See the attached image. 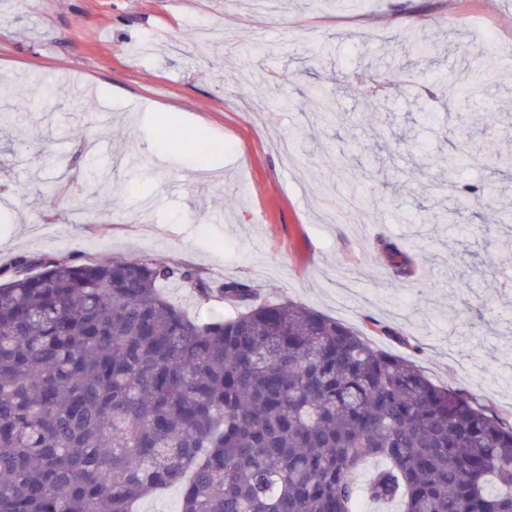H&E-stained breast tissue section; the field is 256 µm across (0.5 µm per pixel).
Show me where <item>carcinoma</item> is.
<instances>
[{"label": "carcinoma", "mask_w": 512, "mask_h": 512, "mask_svg": "<svg viewBox=\"0 0 512 512\" xmlns=\"http://www.w3.org/2000/svg\"><path fill=\"white\" fill-rule=\"evenodd\" d=\"M397 86L402 73H358ZM471 81L447 74L452 104ZM0 124L32 91L0 83ZM459 209L483 189L450 184ZM393 275L400 244L381 241ZM174 283L230 315H187ZM374 459L383 465L358 474ZM176 487L181 512H512V424L464 388L303 305L214 288L149 259L22 257L0 284V512H138Z\"/></svg>", "instance_id": "carcinoma-1"}]
</instances>
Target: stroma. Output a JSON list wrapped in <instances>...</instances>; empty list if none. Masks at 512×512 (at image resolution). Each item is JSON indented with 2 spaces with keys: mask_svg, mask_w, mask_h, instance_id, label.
I'll use <instances>...</instances> for the list:
<instances>
[{
  "mask_svg": "<svg viewBox=\"0 0 512 512\" xmlns=\"http://www.w3.org/2000/svg\"><path fill=\"white\" fill-rule=\"evenodd\" d=\"M436 41L416 56L414 39ZM512 44V0H0V82L63 87L0 126V269L23 256L151 258L248 283L368 332L439 385L512 423V59L481 88V123L439 79ZM409 72L372 110L353 73ZM336 101L311 121L315 89ZM173 118L160 135L157 113ZM224 150L206 157L188 136ZM108 178L88 185L89 166ZM482 187L461 212L428 186ZM356 183L368 215L311 224ZM409 247L393 277L377 249ZM465 316V334L450 325Z\"/></svg>",
  "mask_w": 512,
  "mask_h": 512,
  "instance_id": "obj_1",
  "label": "stroma"
}]
</instances>
